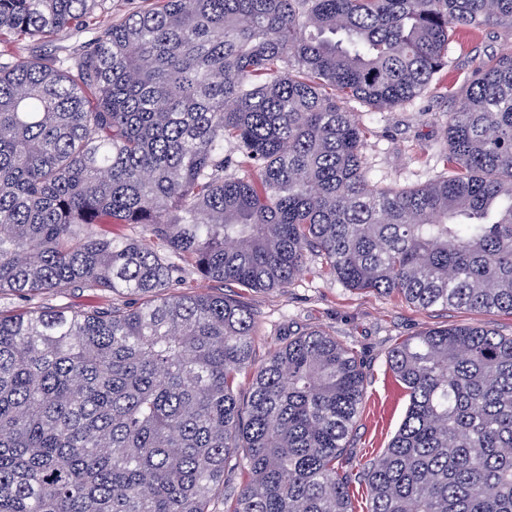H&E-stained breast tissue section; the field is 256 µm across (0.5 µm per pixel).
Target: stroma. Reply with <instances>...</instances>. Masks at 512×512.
<instances>
[{
	"instance_id": "35a3bbf8",
	"label": "stroma",
	"mask_w": 512,
	"mask_h": 512,
	"mask_svg": "<svg viewBox=\"0 0 512 512\" xmlns=\"http://www.w3.org/2000/svg\"><path fill=\"white\" fill-rule=\"evenodd\" d=\"M157 0H108L86 27L50 41H20L9 55H50L61 61L76 57L92 42L97 28L107 26L127 12ZM512 49V29L486 26L470 29L461 47L450 50L448 65L439 78L411 102L389 111H366L351 103L366 129L364 162L373 184L395 189L420 187L447 175L445 122L462 98L476 70ZM178 291L227 294L242 302L255 322L254 361L263 363L270 351L310 329L324 331L351 346L366 373L359 417L341 457L344 470L358 472L362 465L387 448L398 430L408 400L394 379L387 354L399 341L421 331L455 325H478L512 336V315L474 312L460 308H418L399 295L354 290L328 275L320 257L309 256L292 284L285 288L247 289L207 281L193 269L175 272ZM132 299L110 294L102 299L78 288L30 297L0 296V313L26 311H89L98 305L123 307Z\"/></svg>"
}]
</instances>
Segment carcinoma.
I'll list each match as a JSON object with an SVG mask.
<instances>
[{
    "mask_svg": "<svg viewBox=\"0 0 512 512\" xmlns=\"http://www.w3.org/2000/svg\"><path fill=\"white\" fill-rule=\"evenodd\" d=\"M105 5L0 0V44ZM485 25L512 29V0H162L65 67L0 62V295L138 298L0 314V512H212L231 462L224 512H353L355 479L367 512H512V336L395 344L405 416L354 479L356 352L292 336L243 401L252 314L178 291L166 260L272 289L315 254L350 288L512 315V54L478 69L446 119L449 175L419 188L371 184L346 108L416 98Z\"/></svg>",
    "mask_w": 512,
    "mask_h": 512,
    "instance_id": "cac0c4a2",
    "label": "carcinoma"
}]
</instances>
